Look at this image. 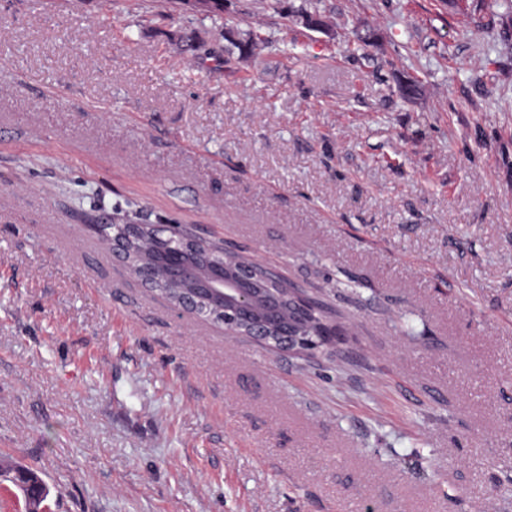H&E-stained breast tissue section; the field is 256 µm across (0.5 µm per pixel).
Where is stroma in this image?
Listing matches in <instances>:
<instances>
[{
	"label": "stroma",
	"mask_w": 512,
	"mask_h": 512,
	"mask_svg": "<svg viewBox=\"0 0 512 512\" xmlns=\"http://www.w3.org/2000/svg\"><path fill=\"white\" fill-rule=\"evenodd\" d=\"M288 2L327 31L0 0V460L48 512H512V14ZM134 213L277 266L339 340L175 309L91 230ZM1 474L13 473L12 480L15 486L23 492L26 500L28 499L29 507L39 509L40 505L46 500L49 490L45 482L33 470L21 465H0Z\"/></svg>",
	"instance_id": "obj_1"
}]
</instances>
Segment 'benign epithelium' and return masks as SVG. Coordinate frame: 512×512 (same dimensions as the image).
I'll use <instances>...</instances> for the list:
<instances>
[{"label":"benign epithelium","instance_id":"benign-epithelium-1","mask_svg":"<svg viewBox=\"0 0 512 512\" xmlns=\"http://www.w3.org/2000/svg\"><path fill=\"white\" fill-rule=\"evenodd\" d=\"M147 224L126 222L93 224L90 229L100 234L113 258L152 289L163 282L178 292L177 306L198 312L203 304L224 311L225 331L252 339L260 347L300 355L314 352L330 344L328 338L340 336L335 326L327 332H308L306 326L323 302L303 287L292 282L281 291L261 274L284 279L275 267L246 258L222 245L208 242L189 228L176 226L183 249L195 258L187 268L174 257L162 267L155 256H146L134 266L129 253L140 242Z\"/></svg>","mask_w":512,"mask_h":512}]
</instances>
